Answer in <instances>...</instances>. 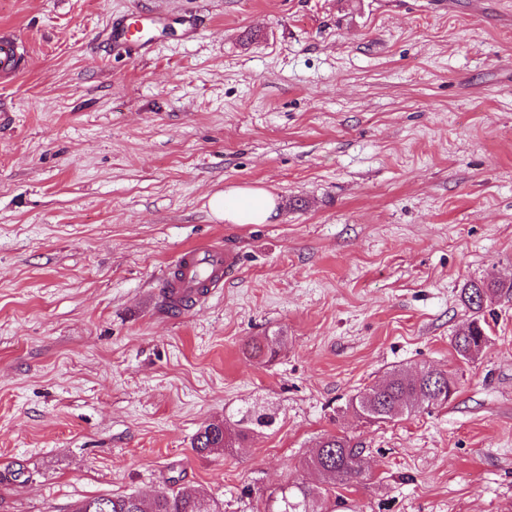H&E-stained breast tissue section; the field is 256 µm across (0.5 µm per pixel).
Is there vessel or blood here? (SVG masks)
<instances>
[{
    "label": "vessel or blood",
    "instance_id": "obj_1",
    "mask_svg": "<svg viewBox=\"0 0 512 512\" xmlns=\"http://www.w3.org/2000/svg\"><path fill=\"white\" fill-rule=\"evenodd\" d=\"M24 50L15 33L0 32V70L14 69ZM238 257L223 243L196 244L178 250L170 264L171 274L164 281V298L168 307L183 308L202 304L213 291L223 287L225 279L236 273Z\"/></svg>",
    "mask_w": 512,
    "mask_h": 512
}]
</instances>
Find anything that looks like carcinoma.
<instances>
[{"label": "carcinoma", "instance_id": "carcinoma-1", "mask_svg": "<svg viewBox=\"0 0 512 512\" xmlns=\"http://www.w3.org/2000/svg\"><path fill=\"white\" fill-rule=\"evenodd\" d=\"M512 298V281L483 280L468 282L460 290L463 305L472 313L466 329L455 336L457 354L470 360L486 344V309L501 297ZM455 392L445 370L422 367L411 371L393 370L384 384L375 385L351 399L349 408L366 422H388L419 411L425 406L443 405ZM272 417L256 408L241 410L223 420L204 424L197 432L192 448L198 454H220L234 444L254 436L257 427L267 426ZM329 485H348L363 477L362 451L338 435H328L304 461ZM321 488L304 482L284 485L270 500L266 512H329ZM73 512H220L217 502L205 494L186 488L164 487L150 502L139 495L94 496L78 500Z\"/></svg>", "mask_w": 512, "mask_h": 512}]
</instances>
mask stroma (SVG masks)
Returning <instances> with one entry per match:
<instances>
[{
  "instance_id": "obj_1",
  "label": "stroma",
  "mask_w": 512,
  "mask_h": 512,
  "mask_svg": "<svg viewBox=\"0 0 512 512\" xmlns=\"http://www.w3.org/2000/svg\"><path fill=\"white\" fill-rule=\"evenodd\" d=\"M154 14L144 52L114 47ZM3 27L27 54L0 76V512L172 480L264 512L327 434L368 469L336 512H512V299L453 349L463 285L512 281V0H0ZM236 188L275 217L215 216ZM208 238L237 274L166 308ZM420 366L447 404L349 409ZM246 406L274 424L193 451ZM209 203L216 215L232 224H265L275 215L272 196L262 188L224 191Z\"/></svg>"
}]
</instances>
